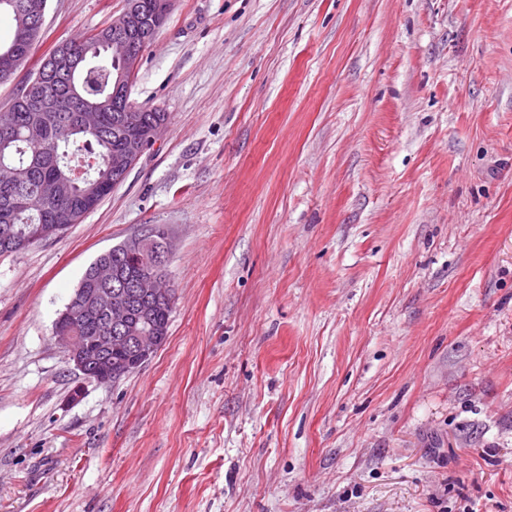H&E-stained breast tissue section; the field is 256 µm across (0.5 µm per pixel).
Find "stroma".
<instances>
[{"instance_id":"stroma-1","label":"stroma","mask_w":512,"mask_h":512,"mask_svg":"<svg viewBox=\"0 0 512 512\" xmlns=\"http://www.w3.org/2000/svg\"><path fill=\"white\" fill-rule=\"evenodd\" d=\"M127 0H47L0 110ZM169 119L0 257V512H512V0H175ZM165 229L166 342L99 384L53 334Z\"/></svg>"}]
</instances>
